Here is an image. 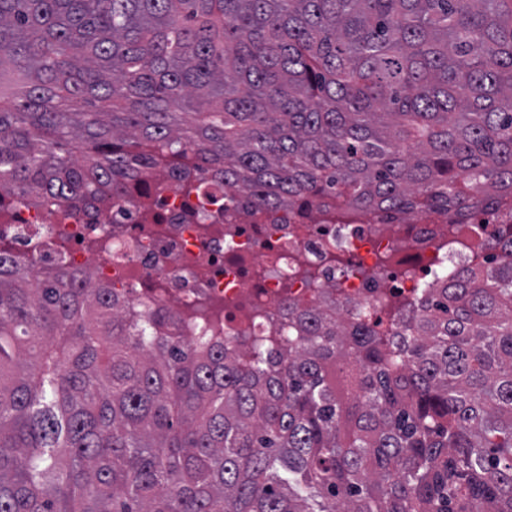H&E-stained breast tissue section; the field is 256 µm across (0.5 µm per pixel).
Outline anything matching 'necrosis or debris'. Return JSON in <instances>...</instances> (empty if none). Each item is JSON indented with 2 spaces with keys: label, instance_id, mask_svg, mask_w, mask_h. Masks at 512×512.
Instances as JSON below:
<instances>
[{
  "label": "necrosis or debris",
  "instance_id": "obj_1",
  "mask_svg": "<svg viewBox=\"0 0 512 512\" xmlns=\"http://www.w3.org/2000/svg\"><path fill=\"white\" fill-rule=\"evenodd\" d=\"M142 218L132 192L120 219L88 210L66 221L27 207L0 224V247L33 267L62 264L91 273L137 314L164 308L169 331L184 342L221 341L242 358L247 342H288L289 305L358 306L383 319L386 299L422 302L429 288L487 263L474 224H371L354 218L316 223L296 215L223 208L220 184L201 194L174 186L149 190Z\"/></svg>",
  "mask_w": 512,
  "mask_h": 512
}]
</instances>
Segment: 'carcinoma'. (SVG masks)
I'll return each instance as SVG.
<instances>
[{"label":"carcinoma","mask_w":512,"mask_h":512,"mask_svg":"<svg viewBox=\"0 0 512 512\" xmlns=\"http://www.w3.org/2000/svg\"><path fill=\"white\" fill-rule=\"evenodd\" d=\"M172 175L256 210L512 214V0H0V221ZM386 336L253 363L0 249V512H512V224Z\"/></svg>","instance_id":"obj_1"}]
</instances>
